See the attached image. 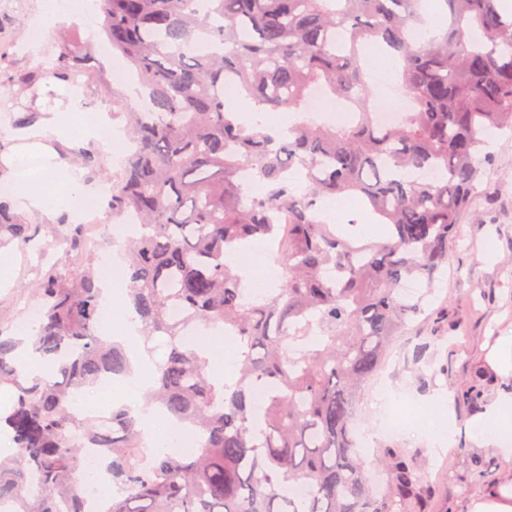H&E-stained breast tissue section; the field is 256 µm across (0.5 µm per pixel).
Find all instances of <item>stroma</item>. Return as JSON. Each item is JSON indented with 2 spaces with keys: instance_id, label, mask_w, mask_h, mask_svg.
<instances>
[{
  "instance_id": "1",
  "label": "stroma",
  "mask_w": 512,
  "mask_h": 512,
  "mask_svg": "<svg viewBox=\"0 0 512 512\" xmlns=\"http://www.w3.org/2000/svg\"><path fill=\"white\" fill-rule=\"evenodd\" d=\"M40 6L41 0H0V48L8 53L9 75H37L38 113H59L68 124L74 113L102 112L111 115L112 126H121V118L113 114L111 76L124 69L125 60L113 55L102 30L85 33L84 20L78 16L56 24L43 42H30L28 32ZM75 44L89 48L88 67L96 78L89 82L79 75L60 83L51 75L53 61L63 48ZM18 102L17 93L0 95L5 179H16L17 162L24 157L57 161L80 146L96 148L102 165L101 174L83 173L86 188L102 189L104 175L120 171V160L113 158L101 137L60 139L44 133L39 121L25 129L13 128L10 121L20 112ZM490 151L483 191L461 219L448 250V270L435 284L430 313L393 341L383 368L365 386L355 420L368 456L415 454L430 490L429 512H470L472 503L487 491L512 482V461L494 455L471 430L472 422L499 395L512 391V378L494 372L481 400L466 395L473 372L492 370V352L503 338L512 336V130L498 132ZM23 216L37 228L39 246L27 252L14 250L7 278L0 281V327L10 331L26 319L33 303L22 285L51 266L68 262L63 251L45 245L56 213L27 210ZM395 418L402 421V428L382 432L383 421ZM461 444L468 447V454L458 453ZM475 455L494 460L481 486L469 481Z\"/></svg>"
}]
</instances>
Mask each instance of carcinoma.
Returning <instances> with one entry per match:
<instances>
[{"label":"carcinoma","instance_id":"obj_1","mask_svg":"<svg viewBox=\"0 0 512 512\" xmlns=\"http://www.w3.org/2000/svg\"><path fill=\"white\" fill-rule=\"evenodd\" d=\"M95 2L112 52L147 90L140 106L113 96L136 148L105 178L112 219L134 214L141 225L123 271L139 332L166 347L146 399L201 442L184 455L156 452L145 468L131 406L73 410L85 387L106 371L127 374L130 362L97 334L103 264L81 225L61 224L54 238L75 260L25 286L41 311L36 334L0 329V389L11 393L0 432L16 448L0 458V506L86 512L81 455L100 448L107 512H405L423 496L413 456L389 453L386 483L374 484L351 425L364 385L443 274L490 158L486 133L512 130V13L499 0H439L444 24L417 41L422 0ZM370 44L402 64L413 109L394 126L373 118ZM82 60L64 49L51 74L69 81ZM228 86L258 112H302L309 89L324 86L355 117L272 134L226 110ZM431 169L439 179L419 177ZM8 195L0 247L25 248L36 229ZM336 195L358 198L384 236L358 247L355 222L322 221L321 201ZM256 240L277 244L284 278L250 301L230 255ZM329 268L336 278L324 277ZM410 277L426 286L418 297L401 293ZM188 326L234 334L233 385H214ZM24 344L54 363V380L29 377L17 359Z\"/></svg>","mask_w":512,"mask_h":512}]
</instances>
